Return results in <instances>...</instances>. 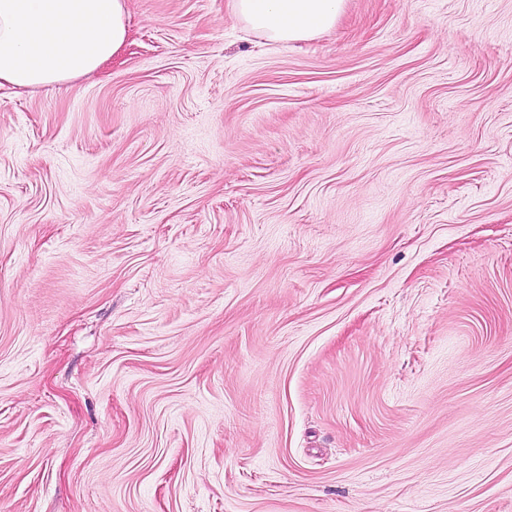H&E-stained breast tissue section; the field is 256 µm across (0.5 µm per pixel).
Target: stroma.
I'll return each mask as SVG.
<instances>
[{
    "instance_id": "1",
    "label": "stroma",
    "mask_w": 512,
    "mask_h": 512,
    "mask_svg": "<svg viewBox=\"0 0 512 512\" xmlns=\"http://www.w3.org/2000/svg\"><path fill=\"white\" fill-rule=\"evenodd\" d=\"M127 7L0 90V512H512V0ZM344 0H232L233 16L274 44L314 38L336 22Z\"/></svg>"
}]
</instances>
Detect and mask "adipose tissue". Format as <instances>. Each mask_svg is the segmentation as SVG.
Listing matches in <instances>:
<instances>
[{"mask_svg": "<svg viewBox=\"0 0 512 512\" xmlns=\"http://www.w3.org/2000/svg\"><path fill=\"white\" fill-rule=\"evenodd\" d=\"M234 17L274 44L314 38L343 0H232ZM128 38L127 0H0V88L48 87L92 73Z\"/></svg>", "mask_w": 512, "mask_h": 512, "instance_id": "adipose-tissue-1", "label": "adipose tissue"}]
</instances>
